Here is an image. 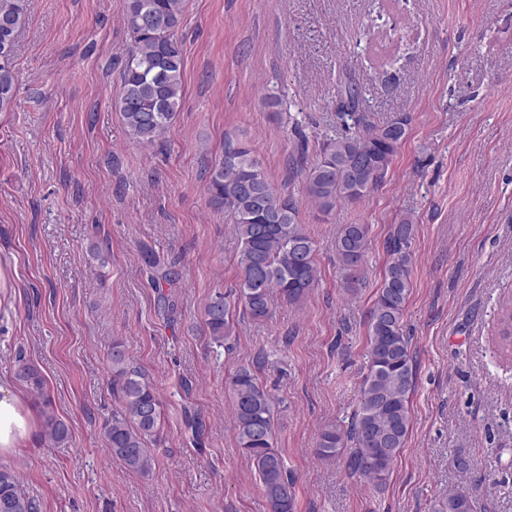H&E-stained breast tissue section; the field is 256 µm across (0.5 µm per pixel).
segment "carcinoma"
Wrapping results in <instances>:
<instances>
[{
	"label": "carcinoma",
	"instance_id": "cac0c4a2",
	"mask_svg": "<svg viewBox=\"0 0 512 512\" xmlns=\"http://www.w3.org/2000/svg\"><path fill=\"white\" fill-rule=\"evenodd\" d=\"M131 45L121 60L119 112L133 141L154 144L166 134L183 95V44L177 38L184 0H124ZM29 0H0V112L9 110L15 93L11 67L17 38L25 27ZM336 119L365 128L360 136L326 139L320 157L308 166L292 165L304 174V188L319 212L328 215L339 205L365 201L385 180L406 137L407 119L380 125L365 122L362 92L352 79L340 82ZM212 204L231 214L239 243L240 281L237 299L253 320L271 315L272 295L288 305L304 300L318 284L315 241L298 220L297 203L281 195L268 181L260 161L245 145L228 143L224 154L206 170ZM369 225L343 224L336 233V255L348 283L360 281L370 247ZM415 221L410 215L391 225L384 248L387 261L382 285L368 315L367 374L360 389L358 409L347 429L331 427L320 435L319 454L326 460L345 456L353 474L378 483L404 447L411 428L410 397L415 388V360L402 318L411 294L412 241ZM211 341L229 346L235 336L230 302L219 293L205 309ZM112 389L122 409L112 413L103 434L112 456L130 472L152 470V446L160 442L161 402L156 387L129 363L123 342L112 341ZM264 364L241 367L230 378L233 430L239 448L251 460L270 512H296L295 480L274 445L273 397L261 384L257 370ZM17 378L43 393L39 369L22 363ZM47 434L58 445L69 429L49 416ZM434 512H474V501L451 491L433 506ZM0 512H38V506L15 472L0 469Z\"/></svg>",
	"mask_w": 512,
	"mask_h": 512
}]
</instances>
